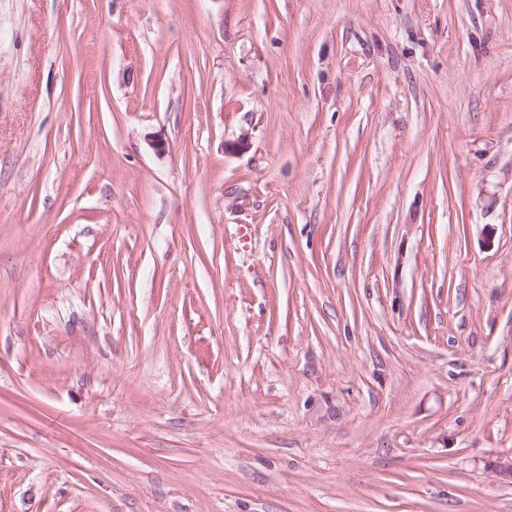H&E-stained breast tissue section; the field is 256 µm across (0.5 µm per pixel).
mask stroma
<instances>
[{
	"label": "stroma",
	"mask_w": 512,
	"mask_h": 512,
	"mask_svg": "<svg viewBox=\"0 0 512 512\" xmlns=\"http://www.w3.org/2000/svg\"><path fill=\"white\" fill-rule=\"evenodd\" d=\"M0 512H512V0H0Z\"/></svg>",
	"instance_id": "obj_1"
}]
</instances>
